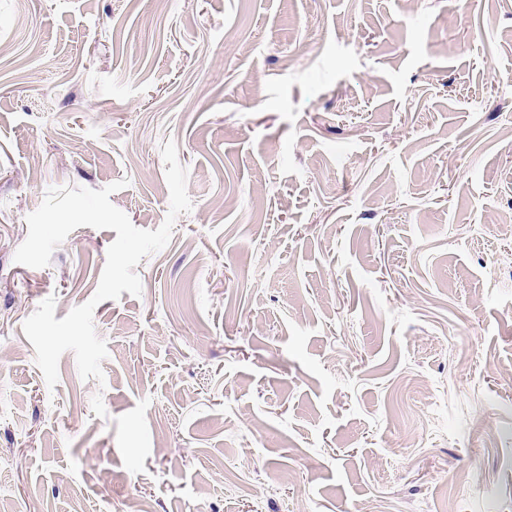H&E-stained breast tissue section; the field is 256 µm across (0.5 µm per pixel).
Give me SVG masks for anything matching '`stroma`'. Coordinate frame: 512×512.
Returning a JSON list of instances; mask_svg holds the SVG:
<instances>
[{
    "mask_svg": "<svg viewBox=\"0 0 512 512\" xmlns=\"http://www.w3.org/2000/svg\"><path fill=\"white\" fill-rule=\"evenodd\" d=\"M104 382L23 332L138 228ZM0 512H512V0H0Z\"/></svg>",
    "mask_w": 512,
    "mask_h": 512,
    "instance_id": "35a3bbf8",
    "label": "stroma"
}]
</instances>
